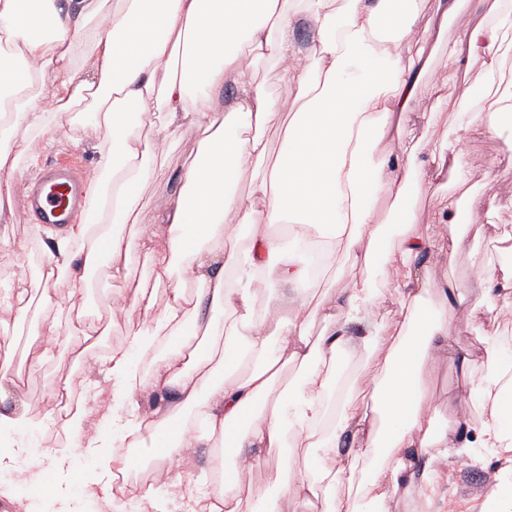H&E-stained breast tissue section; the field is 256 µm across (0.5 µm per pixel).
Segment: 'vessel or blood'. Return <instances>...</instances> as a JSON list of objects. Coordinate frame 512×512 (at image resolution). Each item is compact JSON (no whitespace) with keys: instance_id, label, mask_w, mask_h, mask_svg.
I'll return each instance as SVG.
<instances>
[{"instance_id":"1","label":"vessel or blood","mask_w":512,"mask_h":512,"mask_svg":"<svg viewBox=\"0 0 512 512\" xmlns=\"http://www.w3.org/2000/svg\"><path fill=\"white\" fill-rule=\"evenodd\" d=\"M86 183L77 156L58 160L27 188L24 207L38 223H73L85 210Z\"/></svg>"}]
</instances>
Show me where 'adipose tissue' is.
Returning <instances> with one entry per match:
<instances>
[{
  "label": "adipose tissue",
  "mask_w": 512,
  "mask_h": 512,
  "mask_svg": "<svg viewBox=\"0 0 512 512\" xmlns=\"http://www.w3.org/2000/svg\"><path fill=\"white\" fill-rule=\"evenodd\" d=\"M478 23L461 25L447 66L462 56L481 59L485 72L479 109L455 107L454 123L427 115L432 141L447 162L414 161L405 146V122L425 71L434 30L463 14V0H0V195L10 194L26 171L18 159L32 152V133L48 126L33 106L32 82L51 81L58 117L71 133L85 125L105 129L99 173L89 181L88 207L95 224L47 231L55 243L44 259L38 286L40 309L63 310L57 286L87 270L88 243L104 256L111 278L130 273L127 225L138 223L139 189L160 156L143 130L162 140L182 129L195 134L181 184L145 248L152 289H138L135 303L153 307V289L168 291L158 315L128 334L107 360L110 381L96 409L97 429L85 427L86 409L64 417L21 404L0 411V469L10 468L27 441L64 434L71 448H89L104 470L130 466L119 449L158 445L175 429V447L224 449V481L185 479L166 471L171 496L187 512H392L401 490L435 488L452 448H482L502 466L482 512H512L511 343L491 333L483 340L482 373L472 379L469 359L448 338V323L467 304L466 295L440 285L426 287L419 262L439 250L437 239L414 234L410 203L442 172L465 181L460 143L477 129H502L512 117V86L502 84L499 64L512 49V0H473ZM303 22L314 25L310 47L293 38ZM273 62L293 86L291 116L281 150L268 161L263 129L280 117L255 82L259 61ZM238 97L216 109L225 87ZM252 173L249 200L237 192ZM393 205L391 224L377 221V200ZM262 224L266 233L240 244V230ZM303 244L321 259L343 254L364 271L403 256L389 285L405 308L394 330L376 322L379 295L368 277L354 279L338 298L310 303L302 289L311 278L306 261H281L285 241ZM294 285L292 314L271 325L257 311L279 283ZM326 323L311 337L314 315ZM19 317L0 299V395L15 384L12 337ZM92 318L46 328L49 348L71 342L84 350L103 335ZM385 352L386 363L370 386L343 375L340 360ZM149 358L151 373H138ZM458 364L471 379L470 398L484 419L463 429L436 413L433 380L442 363ZM289 365L300 377L279 387ZM367 390L372 401L331 413L332 398ZM159 402L136 407L143 394ZM134 407L116 426L118 401ZM314 469L281 481L277 494L244 484L254 451L276 454L279 464L312 450ZM346 483L345 496L336 486Z\"/></svg>",
  "instance_id": "obj_1"
}]
</instances>
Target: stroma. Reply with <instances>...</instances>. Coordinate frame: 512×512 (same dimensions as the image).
Wrapping results in <instances>:
<instances>
[{"label":"stroma","instance_id":"obj_1","mask_svg":"<svg viewBox=\"0 0 512 512\" xmlns=\"http://www.w3.org/2000/svg\"><path fill=\"white\" fill-rule=\"evenodd\" d=\"M456 31V25H449L440 39L429 42L428 81L421 86L407 123L406 141L419 145L425 154L433 151L434 145L428 138L423 113L445 106L447 101L457 100L465 88L480 85L483 79L484 66L479 60L465 63L456 75H449L446 67L448 50L455 43ZM104 139L103 130L92 126L83 129L75 140L64 129L49 132L36 138L33 155L22 159L20 165L26 169L28 177L32 178L44 162L74 154L80 158L85 174L90 175L96 170L98 147ZM193 146V132L182 130L176 142L169 147L162 170L157 171L142 186L138 205L141 221L131 227L134 256L143 257V238L156 216L177 192L183 176L184 160ZM463 151L471 172L469 183L480 181L484 184L481 191L482 208L475 214H460V221L467 223L469 230L455 259H431L422 267L421 273L425 279L435 282L446 280L458 284L467 292L469 302L475 305L476 310L467 318L449 323L448 334L464 355L476 361L481 354L482 334L488 326L484 311L477 307L481 298V281L476 266L482 263L494 269L501 268L500 253L495 248L494 239L500 230L512 229V133L476 132L464 143ZM468 185L452 182L445 176L428 184L415 203V232L422 236L435 235L441 237L443 242H450V231L429 224L427 214L433 199L439 195L466 203ZM11 209L12 234L29 239L30 245L22 255L0 251L1 295L33 292L43 258L54 248V242L47 234L32 233L31 219L22 206L20 196H13ZM358 274V269L351 266L345 256L340 255L329 265L321 267L308 284L307 291L315 300L324 295L338 296ZM148 281L147 267L135 266L127 280L115 281L102 272L98 275L97 287L78 294L74 291L73 283L68 281L59 285L58 293L65 299L75 298L77 310L98 316L104 313L113 295L132 293ZM53 318V312L48 311L40 321H25L21 335L16 338L19 381L6 403L11 406L22 401L36 411L47 408L60 371L68 370L73 376L72 401H81L86 408H93L96 390L107 386L104 369L108 353L123 345L127 332L146 323L150 314L136 306L130 308L122 318L113 320L106 336L101 337L84 356L85 361L95 366L91 372L82 368L70 369L68 362L61 359L64 348L60 345L55 347L53 359L38 368H29L28 359L46 345L43 326ZM433 402L448 418L468 422L474 427L481 423L478 411L463 394L456 365H448L441 372L433 389ZM495 468V462L477 451L450 455L442 468L440 490L433 500H426L425 496L414 490L403 491L396 499L393 510L419 512L420 508L425 507L429 512H480L483 499L492 488L491 474ZM75 472L94 478L100 476L102 470L96 466L89 449L75 448L71 451L68 471L54 476L57 486L55 493H48L41 484L28 479L23 485L10 487L9 499L14 506L24 508L25 512H60L64 507L69 508L70 512H93L94 502L82 499L77 483L71 478Z\"/></svg>","mask_w":512,"mask_h":512}]
</instances>
